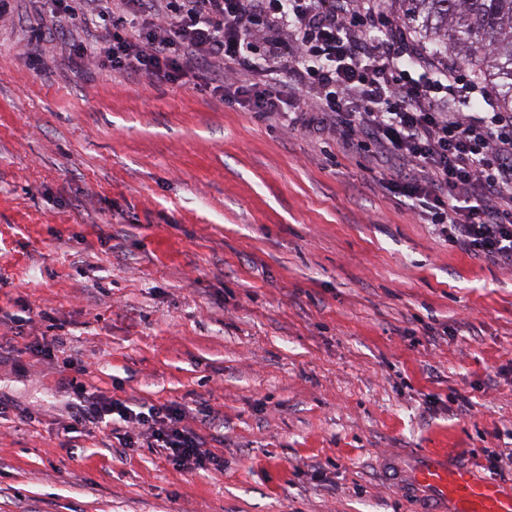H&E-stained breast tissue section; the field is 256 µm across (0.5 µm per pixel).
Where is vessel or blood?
<instances>
[{
  "instance_id": "1",
  "label": "vessel or blood",
  "mask_w": 512,
  "mask_h": 512,
  "mask_svg": "<svg viewBox=\"0 0 512 512\" xmlns=\"http://www.w3.org/2000/svg\"><path fill=\"white\" fill-rule=\"evenodd\" d=\"M400 481L410 496L423 505L440 506L441 512H512V491L448 468L436 456L415 464Z\"/></svg>"
}]
</instances>
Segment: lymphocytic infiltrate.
Instances as JSON below:
<instances>
[{
	"label": "lymphocytic infiltrate",
	"instance_id": "lymphocytic-infiltrate-1",
	"mask_svg": "<svg viewBox=\"0 0 512 512\" xmlns=\"http://www.w3.org/2000/svg\"><path fill=\"white\" fill-rule=\"evenodd\" d=\"M61 28L94 20L79 57L170 83L202 80L266 118L320 114L342 148L403 170L391 191L451 245L512 267V112L496 89L427 52L382 0H56ZM101 425L144 429L170 460L205 466V440L176 403L135 411L97 392Z\"/></svg>",
	"mask_w": 512,
	"mask_h": 512
}]
</instances>
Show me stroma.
I'll return each instance as SVG.
<instances>
[{"label": "stroma", "mask_w": 512, "mask_h": 512, "mask_svg": "<svg viewBox=\"0 0 512 512\" xmlns=\"http://www.w3.org/2000/svg\"><path fill=\"white\" fill-rule=\"evenodd\" d=\"M55 24L0 21V512H415L383 464L442 450L512 487V269L311 128L77 58L93 28L33 65ZM79 383L180 404L213 465L66 433Z\"/></svg>", "instance_id": "35a3bbf8"}]
</instances>
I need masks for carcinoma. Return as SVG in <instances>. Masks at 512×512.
<instances>
[{
  "mask_svg": "<svg viewBox=\"0 0 512 512\" xmlns=\"http://www.w3.org/2000/svg\"><path fill=\"white\" fill-rule=\"evenodd\" d=\"M405 19L501 89L512 108V0H408Z\"/></svg>",
  "mask_w": 512,
  "mask_h": 512,
  "instance_id": "cac0c4a2",
  "label": "carcinoma"
}]
</instances>
